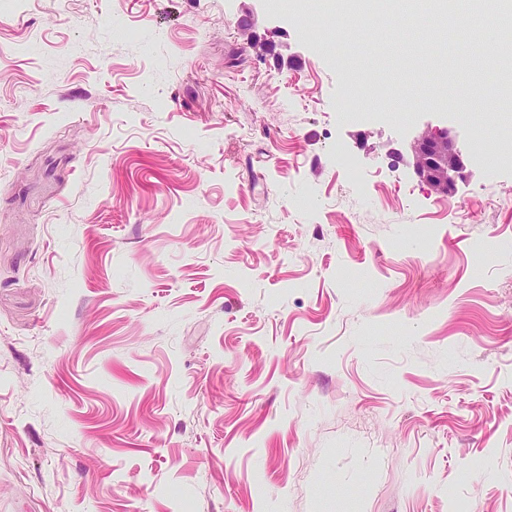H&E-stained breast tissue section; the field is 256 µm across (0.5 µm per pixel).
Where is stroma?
<instances>
[{
  "instance_id": "1",
  "label": "stroma",
  "mask_w": 512,
  "mask_h": 512,
  "mask_svg": "<svg viewBox=\"0 0 512 512\" xmlns=\"http://www.w3.org/2000/svg\"><path fill=\"white\" fill-rule=\"evenodd\" d=\"M321 4L0 0V512H512V69ZM447 56V53H442L437 49L433 50L429 46H424V49H421L416 57L405 59L407 65L408 74L412 77L417 75L424 74L428 68L435 69L444 64V58ZM416 174L441 194L456 191V179L463 178L464 160L444 129H425L411 143Z\"/></svg>"
}]
</instances>
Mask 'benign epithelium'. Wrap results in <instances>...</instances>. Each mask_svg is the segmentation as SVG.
<instances>
[{"mask_svg": "<svg viewBox=\"0 0 512 512\" xmlns=\"http://www.w3.org/2000/svg\"><path fill=\"white\" fill-rule=\"evenodd\" d=\"M445 54L428 46L416 57L406 59L408 74L415 77L430 68L444 64ZM411 154L416 174L432 190L441 194L456 191V180L463 178L464 160L444 129H425L411 143Z\"/></svg>", "mask_w": 512, "mask_h": 512, "instance_id": "benign-epithelium-1", "label": "benign epithelium"}]
</instances>
